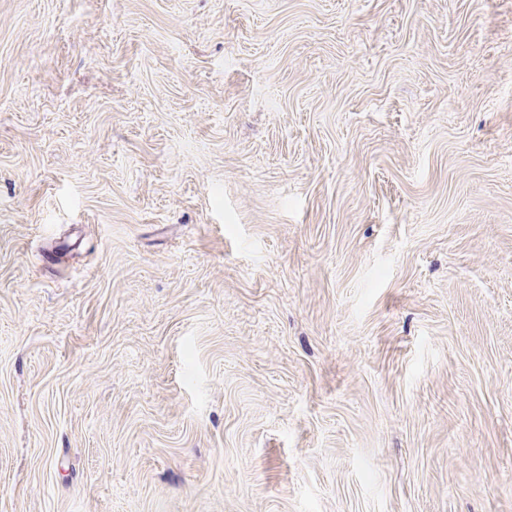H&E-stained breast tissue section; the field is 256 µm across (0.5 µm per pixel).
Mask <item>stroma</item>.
Masks as SVG:
<instances>
[{
	"mask_svg": "<svg viewBox=\"0 0 512 512\" xmlns=\"http://www.w3.org/2000/svg\"><path fill=\"white\" fill-rule=\"evenodd\" d=\"M0 512H512V0H0Z\"/></svg>",
	"mask_w": 512,
	"mask_h": 512,
	"instance_id": "obj_1",
	"label": "stroma"
}]
</instances>
